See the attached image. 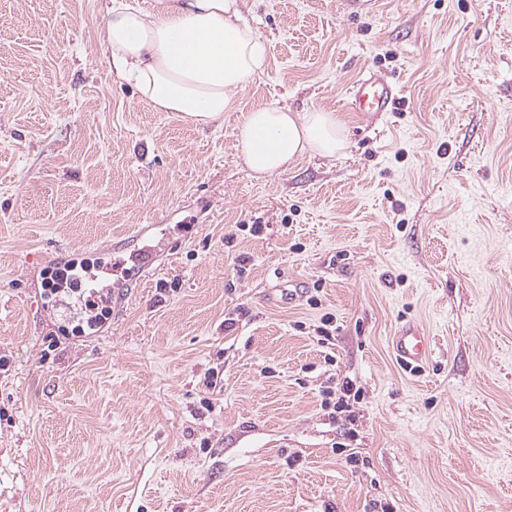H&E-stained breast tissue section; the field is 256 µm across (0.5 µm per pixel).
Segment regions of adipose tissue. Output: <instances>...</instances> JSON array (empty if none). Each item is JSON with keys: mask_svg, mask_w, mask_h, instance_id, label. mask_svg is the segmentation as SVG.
<instances>
[{"mask_svg": "<svg viewBox=\"0 0 512 512\" xmlns=\"http://www.w3.org/2000/svg\"><path fill=\"white\" fill-rule=\"evenodd\" d=\"M99 24L109 72L156 111L198 126L235 111V90L267 64V44L243 19L239 0H154L148 11L131 0H107ZM236 137L259 179L302 155L333 157L347 147L334 113L275 105L242 114Z\"/></svg>", "mask_w": 512, "mask_h": 512, "instance_id": "1", "label": "adipose tissue"}]
</instances>
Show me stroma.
Here are the masks:
<instances>
[{"label": "stroma", "instance_id": "1", "mask_svg": "<svg viewBox=\"0 0 512 512\" xmlns=\"http://www.w3.org/2000/svg\"><path fill=\"white\" fill-rule=\"evenodd\" d=\"M103 2L0 0V512H512V0H240L268 65L208 127L109 77ZM363 67L398 111L346 110ZM264 105L350 146L256 179ZM114 243L157 273L51 342L41 271ZM391 346L400 363L419 366L431 357L432 337L420 324L409 321L396 330ZM322 406L328 408L333 403V409L344 411L349 409L350 401L357 402L360 400V392L355 389L351 381L344 380L341 384L331 387L327 386L322 391Z\"/></svg>", "mask_w": 512, "mask_h": 512}]
</instances>
